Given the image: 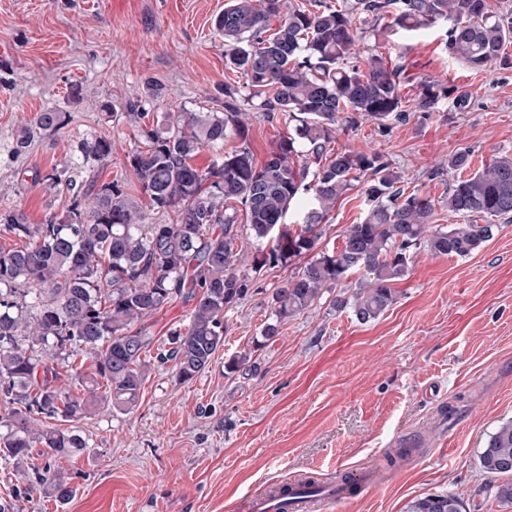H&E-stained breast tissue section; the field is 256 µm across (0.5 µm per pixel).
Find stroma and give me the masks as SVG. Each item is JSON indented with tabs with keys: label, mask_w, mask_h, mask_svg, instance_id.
<instances>
[{
	"label": "stroma",
	"mask_w": 512,
	"mask_h": 512,
	"mask_svg": "<svg viewBox=\"0 0 512 512\" xmlns=\"http://www.w3.org/2000/svg\"><path fill=\"white\" fill-rule=\"evenodd\" d=\"M225 0H0V41L12 65L0 68V206L43 223L69 203L64 179L118 182L140 191L127 163L147 128L171 112H220L224 41L213 28ZM446 25L392 43L365 41L403 66L404 94L425 78L466 92L465 109L440 103L410 112L387 135L364 121L339 129L330 150L376 151L401 174L403 187L437 197L453 174L441 166L467 149L474 167L512 155V68L470 69L451 58ZM80 85L82 99L69 95ZM62 112L60 130H35L19 147V119ZM247 143L264 163L284 119L254 112ZM107 135L112 159L80 149ZM439 177H432L433 169ZM57 174L60 185L47 182ZM365 181L336 203L318 242L340 247L365 212ZM301 264L244 266L248 291L224 314V344L206 370L180 381L174 362L156 358L185 328L192 302L179 298L145 319L141 398L131 412L96 409L78 421L88 446L56 467L75 488L66 503L48 492L19 499V512H229L243 494L313 473L335 480L374 460L380 485L342 512H405L427 494L455 493L465 512H502L487 489L479 455L498 425L512 418V221L473 255L417 251L397 300L360 322L337 308V293L285 320L264 339L272 295ZM246 355L244 368H225Z\"/></svg>",
	"instance_id": "obj_1"
}]
</instances>
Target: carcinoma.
Wrapping results in <instances>:
<instances>
[{
    "instance_id": "cac0c4a2",
    "label": "carcinoma",
    "mask_w": 512,
    "mask_h": 512,
    "mask_svg": "<svg viewBox=\"0 0 512 512\" xmlns=\"http://www.w3.org/2000/svg\"><path fill=\"white\" fill-rule=\"evenodd\" d=\"M273 17L281 21L272 32ZM440 24L448 25L449 53L468 68H512V7L496 8L489 0H343L336 8L325 0H226L215 20L224 38V66L243 73L246 83L224 85L222 112L169 114L164 127L142 132L146 150L127 157L150 206L174 212L175 222H148L112 182L80 192L66 181L70 204L43 224L0 208L3 231L24 241L20 248H0V397L12 405L6 432H0V458L20 468L23 493L43 486L61 503L72 497L68 478L54 468L57 458L87 448L72 422L101 404L120 412L137 405L142 353L151 338L133 326L172 300L184 297L194 306L174 347L159 358L175 362L186 381L224 345V311L247 291L246 259L256 270L307 257L273 293L275 320L262 330L270 340L281 322L311 308L353 272L361 273L356 288L336 306L352 309L362 322L376 319L396 302L393 284L406 275L415 250L468 257L493 236L494 219L512 218V155L497 156L464 178L470 151L448 154L457 180L436 200L399 188L400 175L378 152H327L342 125L366 120L386 133L406 117L399 69L381 55H361L360 43L393 42ZM451 95L457 106H467L455 90L428 78L413 108L436 112ZM252 112L288 121V136L260 166L247 144ZM65 125L62 112L23 118L19 144L35 128ZM229 129L241 145L197 166L201 149L224 144ZM82 151L107 163L112 138L87 142ZM361 173L369 178L363 219L349 226L340 248L317 250L320 225ZM305 195L301 231L293 234L282 225ZM438 205L460 223H432ZM240 206L244 225L238 223ZM77 348L94 355L93 372L69 371ZM74 381L86 395L72 394ZM43 419L71 426H43ZM36 447L44 465L21 469ZM480 465L498 506L512 508V420L489 436ZM406 512H464V504L453 493L431 494L410 502Z\"/></svg>"
}]
</instances>
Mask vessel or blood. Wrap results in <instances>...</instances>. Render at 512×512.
Segmentation results:
<instances>
[{
    "mask_svg": "<svg viewBox=\"0 0 512 512\" xmlns=\"http://www.w3.org/2000/svg\"><path fill=\"white\" fill-rule=\"evenodd\" d=\"M378 485L377 468L346 469L343 482L310 494L296 484L272 485L238 499L233 512H334L337 505L356 493L373 491Z\"/></svg>",
    "mask_w": 512,
    "mask_h": 512,
    "instance_id": "obj_1",
    "label": "vessel or blood"
}]
</instances>
